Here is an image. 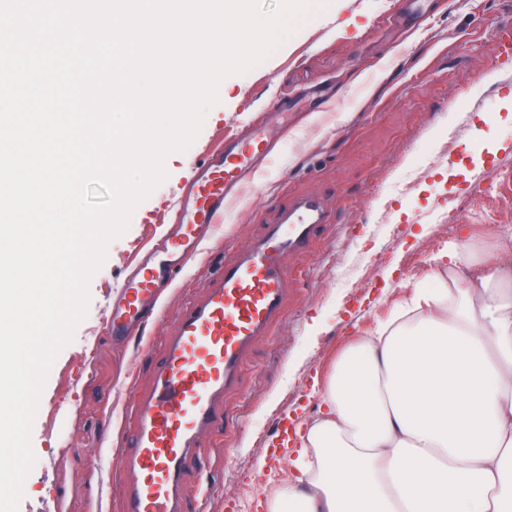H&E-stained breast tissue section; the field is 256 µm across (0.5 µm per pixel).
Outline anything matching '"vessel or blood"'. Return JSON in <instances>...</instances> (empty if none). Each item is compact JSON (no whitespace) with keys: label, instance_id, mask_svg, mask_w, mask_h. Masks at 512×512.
I'll use <instances>...</instances> for the list:
<instances>
[{"label":"vessel or blood","instance_id":"b4317fda","mask_svg":"<svg viewBox=\"0 0 512 512\" xmlns=\"http://www.w3.org/2000/svg\"><path fill=\"white\" fill-rule=\"evenodd\" d=\"M281 113L278 107L263 113L247 138L224 137L194 164L180 187L176 233L145 250L112 295L102 328L113 342H128L133 323H148L160 287L185 272L187 257L202 241L218 236L225 212L255 172L271 163L270 134ZM332 221L324 198L292 197L275 222L177 313L174 333L160 342L149 387L130 399L133 426L119 443L117 460L133 475L122 488V512H183L190 469L207 466L200 438L222 426L224 395L237 388L244 356L284 310L285 256L306 252Z\"/></svg>","mask_w":512,"mask_h":512}]
</instances>
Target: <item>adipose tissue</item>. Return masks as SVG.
I'll use <instances>...</instances> for the list:
<instances>
[{
    "label": "adipose tissue",
    "mask_w": 512,
    "mask_h": 512,
    "mask_svg": "<svg viewBox=\"0 0 512 512\" xmlns=\"http://www.w3.org/2000/svg\"><path fill=\"white\" fill-rule=\"evenodd\" d=\"M444 256L342 355L269 512H512V294L496 264L460 276L467 236Z\"/></svg>",
    "instance_id": "ef3b65f1"
}]
</instances>
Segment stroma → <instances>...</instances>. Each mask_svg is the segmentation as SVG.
<instances>
[{
    "label": "stroma",
    "instance_id": "35a3bbf8",
    "mask_svg": "<svg viewBox=\"0 0 512 512\" xmlns=\"http://www.w3.org/2000/svg\"><path fill=\"white\" fill-rule=\"evenodd\" d=\"M405 0H329L250 71L225 78L188 150L134 211L89 283L86 318L53 363L31 432L36 464L19 512H121L116 443L125 406L146 389L179 309L274 219L275 202L324 195L335 215L308 251L287 258L281 319L241 363L224 395V426L203 440L213 464L185 485L207 512H268L293 481L296 455L319 418L340 354L371 335L415 286L431 287L437 256L459 233L480 263L512 253V0H427L412 34L387 24ZM291 109L265 171L224 216L162 298V315L128 344L102 336L115 286L139 248L169 221L193 162L218 134L254 124L275 99ZM296 433L280 445L278 417Z\"/></svg>",
    "mask_w": 512,
    "mask_h": 512
}]
</instances>
